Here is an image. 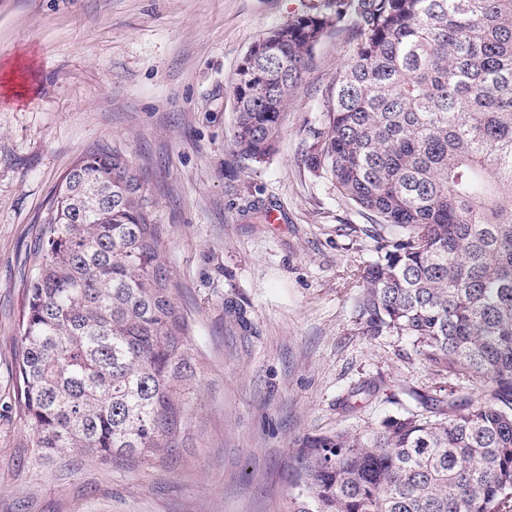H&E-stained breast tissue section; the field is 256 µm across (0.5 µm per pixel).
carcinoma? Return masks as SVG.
I'll return each instance as SVG.
<instances>
[{"label":"carcinoma","instance_id":"1","mask_svg":"<svg viewBox=\"0 0 512 512\" xmlns=\"http://www.w3.org/2000/svg\"><path fill=\"white\" fill-rule=\"evenodd\" d=\"M333 31L351 55L301 161L370 221L377 258L357 318L370 336L411 337L478 396L306 438L308 496L293 512H500L512 498V0H314L237 69L241 168L274 154ZM41 224L19 330L23 447L41 465L171 455L196 357L141 171L113 146L86 153Z\"/></svg>","mask_w":512,"mask_h":512}]
</instances>
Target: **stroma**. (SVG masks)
Instances as JSON below:
<instances>
[{"label": "stroma", "mask_w": 512, "mask_h": 512, "mask_svg": "<svg viewBox=\"0 0 512 512\" xmlns=\"http://www.w3.org/2000/svg\"><path fill=\"white\" fill-rule=\"evenodd\" d=\"M313 0H0V512H289L309 436L422 414L464 378L406 336L364 334L367 221L301 163L347 35L316 47L271 159L229 171L236 70ZM142 170L197 375L168 459L36 465L17 408L24 288L40 220L85 153ZM237 305L243 319L229 317Z\"/></svg>", "instance_id": "stroma-1"}]
</instances>
